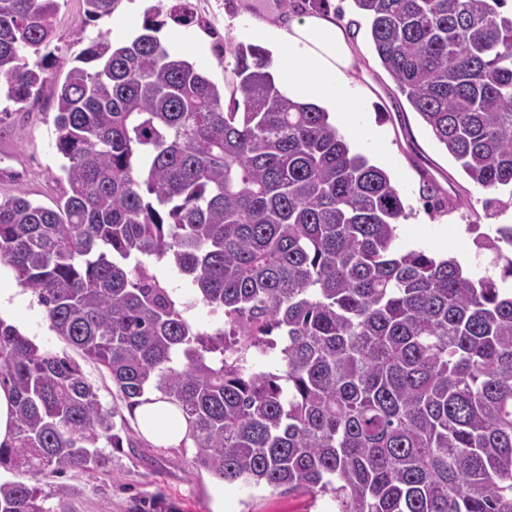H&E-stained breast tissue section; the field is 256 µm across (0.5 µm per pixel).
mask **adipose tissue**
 Instances as JSON below:
<instances>
[{
  "label": "adipose tissue",
  "instance_id": "adipose-tissue-1",
  "mask_svg": "<svg viewBox=\"0 0 512 512\" xmlns=\"http://www.w3.org/2000/svg\"><path fill=\"white\" fill-rule=\"evenodd\" d=\"M251 34L268 47L272 71L286 97L323 109L342 130L363 129L377 152L385 153L379 129L361 123L363 89L355 77L354 45L333 15L267 22ZM134 417L140 433L161 445L179 446L188 432L181 412L157 393L135 409Z\"/></svg>",
  "mask_w": 512,
  "mask_h": 512
}]
</instances>
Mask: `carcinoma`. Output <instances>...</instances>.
<instances>
[{"label": "carcinoma", "mask_w": 512, "mask_h": 512, "mask_svg": "<svg viewBox=\"0 0 512 512\" xmlns=\"http://www.w3.org/2000/svg\"><path fill=\"white\" fill-rule=\"evenodd\" d=\"M67 0H0V90L49 81ZM120 0H83L84 22ZM376 55L436 139L483 189L512 200V13L505 0H353ZM160 12L126 42L99 33L54 86L66 187L48 208L0 199V263L50 328L102 366L132 412L179 407L193 464L228 482L333 495L338 512H512V226L477 246L503 276L399 250L390 175L328 114L284 97L262 47L238 43L213 82L170 51ZM166 18L203 26L189 0ZM422 195L454 205L427 179ZM166 260L224 314L188 322L143 263ZM284 338L278 366L256 369ZM0 512H47L46 474L105 470L115 432L80 365L0 319ZM14 429L12 395L9 390L0 387V444L12 440Z\"/></svg>", "instance_id": "1"}]
</instances>
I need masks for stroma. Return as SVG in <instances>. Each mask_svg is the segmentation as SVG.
Listing matches in <instances>:
<instances>
[{
  "instance_id": "35a3bbf8",
  "label": "stroma",
  "mask_w": 512,
  "mask_h": 512,
  "mask_svg": "<svg viewBox=\"0 0 512 512\" xmlns=\"http://www.w3.org/2000/svg\"><path fill=\"white\" fill-rule=\"evenodd\" d=\"M203 27L186 29L180 52L196 63L215 83H223L234 66L231 54L220 47L244 42V30L279 13L277 0H190ZM82 0H67L56 20L59 61L51 70L52 82L65 78L73 59L98 33L116 41L135 36L145 19L142 9L129 0L107 20L82 24ZM355 67L366 89V117L383 129L390 147L389 161H380L370 141L361 132L346 134L354 152L371 163L381 164L398 185L407 214L397 230L395 244L402 249L434 251L447 247L471 275L498 276L490 251L475 243L473 225L488 228L512 225V206L492 201L490 192L473 182L446 149L439 144L420 116L412 109L396 82L381 66L372 46L368 25L357 28ZM54 105L51 93L26 104L0 98V197L19 195L50 207L60 193L57 177L62 159L54 147ZM431 178L453 196L452 208L436 211L419 194L422 178ZM25 322L27 333L44 349L63 354L67 345L50 328L35 296H28L13 310ZM80 366L94 385L101 404L115 412L117 424L136 431L133 415L101 366L81 360ZM190 445L165 447L139 438L137 447L112 451V466L93 474L71 471L48 476L47 484L64 483L66 497H49L48 512H336L331 496L303 490L286 493L270 487L248 489L225 484L216 490L214 478L194 468Z\"/></svg>"
}]
</instances>
